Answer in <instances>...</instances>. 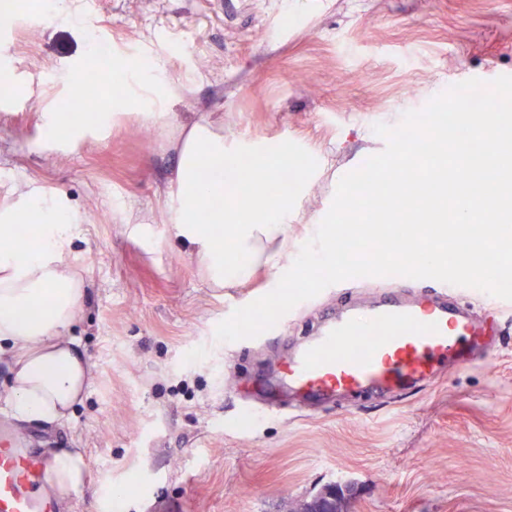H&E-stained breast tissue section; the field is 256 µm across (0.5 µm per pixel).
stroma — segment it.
I'll use <instances>...</instances> for the list:
<instances>
[{
	"label": "stroma",
	"mask_w": 512,
	"mask_h": 512,
	"mask_svg": "<svg viewBox=\"0 0 512 512\" xmlns=\"http://www.w3.org/2000/svg\"><path fill=\"white\" fill-rule=\"evenodd\" d=\"M0 40L20 91L0 100V200L33 181L83 222L75 241L86 297L71 329L89 363L68 420H15L42 455L86 467L58 512H298L330 486L344 512H512V312L490 294L495 346L422 385L357 404L310 406L268 393L291 345L347 297L395 281L339 282L296 305L263 341L217 340V325L277 285L272 271L216 288L168 242L165 202L183 132L200 120L240 146L284 141L307 167L286 260L318 245L345 174L451 86L512 75V0H18ZM147 56L173 91L162 111L114 115L79 148L47 141L46 110L72 101L65 77L94 58Z\"/></svg>",
	"instance_id": "35a3bbf8"
}]
</instances>
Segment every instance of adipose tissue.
<instances>
[{"label":"adipose tissue","mask_w":512,"mask_h":512,"mask_svg":"<svg viewBox=\"0 0 512 512\" xmlns=\"http://www.w3.org/2000/svg\"><path fill=\"white\" fill-rule=\"evenodd\" d=\"M146 92L131 97L105 98L97 105L99 121L115 112H154L170 92L160 67L149 66ZM250 168L224 177L227 162L224 136L205 121L190 126L179 148L173 189L165 206L168 236L181 244L196 271L221 288L248 278L257 266L273 270L277 279L293 276L297 264H285L269 243L288 240L289 207L269 200L273 181L291 158L288 145L276 142L247 148ZM249 197L238 194L239 185ZM211 192L217 204L205 219L195 216V203ZM252 201L248 220L239 208ZM35 223V239L25 249H0V357L10 364L8 408L21 420L56 422L68 419L88 387V367L70 328L79 318L85 295L73 242L80 234L81 214L61 194L47 193L28 183L12 187L0 203V227ZM235 244L220 253L221 237ZM85 460L78 453L55 455L49 484L60 495L78 490L84 482Z\"/></svg>","instance_id":"obj_1"}]
</instances>
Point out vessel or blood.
I'll use <instances>...</instances> for the list:
<instances>
[{
    "instance_id": "1",
    "label": "vessel or blood",
    "mask_w": 512,
    "mask_h": 512,
    "mask_svg": "<svg viewBox=\"0 0 512 512\" xmlns=\"http://www.w3.org/2000/svg\"><path fill=\"white\" fill-rule=\"evenodd\" d=\"M486 335L483 319L443 295L351 298L288 354L276 384L324 400L392 392L415 385L440 364L469 360ZM49 465L0 422V512H55L44 485Z\"/></svg>"
}]
</instances>
